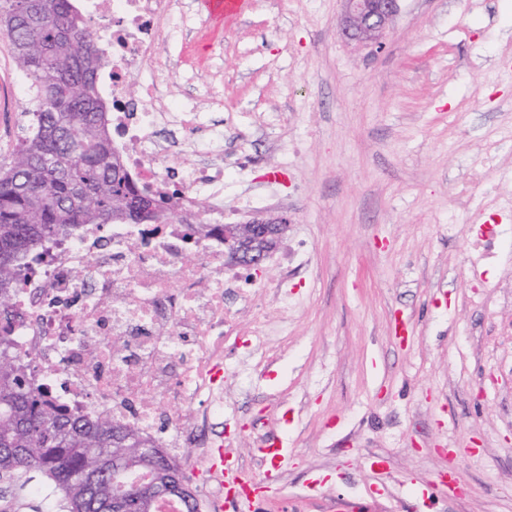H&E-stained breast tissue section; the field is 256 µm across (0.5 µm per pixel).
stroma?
Segmentation results:
<instances>
[{"mask_svg":"<svg viewBox=\"0 0 512 512\" xmlns=\"http://www.w3.org/2000/svg\"><path fill=\"white\" fill-rule=\"evenodd\" d=\"M341 12L253 0L221 28L174 0L159 40L168 108L248 158L225 223L269 195L288 216L227 300L213 443L249 467L266 436L287 444L260 512H512V0H401L378 53L341 37ZM29 107L0 35V161ZM453 460L460 490L418 507ZM1 505L62 512L37 479L0 480Z\"/></svg>","mask_w":512,"mask_h":512,"instance_id":"stroma-1","label":"stroma"}]
</instances>
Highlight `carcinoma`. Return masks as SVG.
Instances as JSON below:
<instances>
[{
    "instance_id": "1",
    "label": "carcinoma",
    "mask_w": 512,
    "mask_h": 512,
    "mask_svg": "<svg viewBox=\"0 0 512 512\" xmlns=\"http://www.w3.org/2000/svg\"><path fill=\"white\" fill-rule=\"evenodd\" d=\"M0 33L12 47L32 109L0 163V476L36 473L64 512H113L114 467L145 452L126 442L135 427L50 405L15 350L9 299L28 262L81 224H112L136 206L135 186L112 155L98 90L104 66L89 22L72 0H0ZM152 224L178 221L153 197Z\"/></svg>"
}]
</instances>
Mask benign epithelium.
I'll list each match as a JSON object with an SVG mask.
<instances>
[{"label":"benign epithelium","mask_w":512,"mask_h":512,"mask_svg":"<svg viewBox=\"0 0 512 512\" xmlns=\"http://www.w3.org/2000/svg\"><path fill=\"white\" fill-rule=\"evenodd\" d=\"M343 10L340 30L346 41L383 48L382 39L400 9V0H341ZM288 230V216L259 213L252 219L224 229V251L237 263L259 270L272 255ZM176 488L165 495L154 494L150 478L136 476L120 483V490L130 487L141 491L138 512H152L164 497L177 499L186 512H201L197 491L182 465H176Z\"/></svg>","instance_id":"7a95c632"}]
</instances>
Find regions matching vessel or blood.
<instances>
[{
  "instance_id": "vessel-or-blood-1",
  "label": "vessel or blood",
  "mask_w": 512,
  "mask_h": 512,
  "mask_svg": "<svg viewBox=\"0 0 512 512\" xmlns=\"http://www.w3.org/2000/svg\"><path fill=\"white\" fill-rule=\"evenodd\" d=\"M251 0H199L202 12L215 24H228L246 13ZM286 450L280 438L269 437L259 450V472L244 474L229 452H219L209 460L212 472L223 475L224 490L235 502L236 512H256V505L265 497L285 459Z\"/></svg>"
}]
</instances>
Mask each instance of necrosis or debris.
<instances>
[{"label":"necrosis or debris","mask_w":512,"mask_h":512,"mask_svg":"<svg viewBox=\"0 0 512 512\" xmlns=\"http://www.w3.org/2000/svg\"><path fill=\"white\" fill-rule=\"evenodd\" d=\"M112 60V146L140 189L169 197L175 224H84L29 263L12 304L20 355L53 403L133 425L169 452L210 445L224 416L223 153L200 156V115L162 110L157 44L173 0H95ZM138 96H131L130 85ZM202 405L195 426L183 411Z\"/></svg>","instance_id":"1"}]
</instances>
